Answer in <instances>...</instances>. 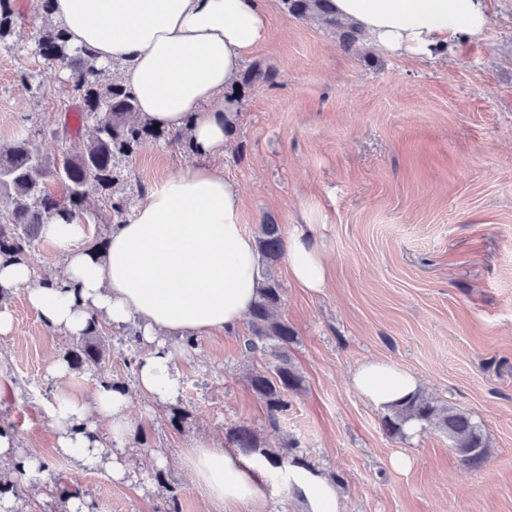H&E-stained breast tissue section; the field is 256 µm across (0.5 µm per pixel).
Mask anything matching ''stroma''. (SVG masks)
I'll return each instance as SVG.
<instances>
[{
	"label": "stroma",
	"mask_w": 512,
	"mask_h": 512,
	"mask_svg": "<svg viewBox=\"0 0 512 512\" xmlns=\"http://www.w3.org/2000/svg\"><path fill=\"white\" fill-rule=\"evenodd\" d=\"M12 45L0 47V145L28 138L41 153H73L95 131L55 137L77 105L67 74L36 54L38 29L52 26L37 0H11ZM482 40L463 42L433 59L387 57L340 32L269 5V36L249 55L277 69L272 83L243 86L241 118L221 161L240 186L242 218L257 234L265 217L283 232L309 224L331 264L320 294L295 286L287 261L273 275L282 288L278 312L297 333L290 356L302 389L271 422L247 375L264 366L245 353L242 332L200 337L179 349V406L135 393L127 358L140 346L109 331L94 368L64 383L91 394L104 380L133 389L134 430L116 454L124 480L101 464H73L58 455L49 407L57 379L50 358L68 343L41 323L23 291L0 304L15 329L0 335L12 397L0 423L12 426L21 449H36L47 471H27L25 493L8 512H55L68 492L90 512H164L177 493L180 512H241L209 505L180 460L199 438L226 443L245 424L264 448L294 442L296 451L336 479L342 512H512V0H485ZM196 154L157 143L123 164L115 192H91L83 215L93 236L112 229L113 195L129 209L171 174L192 168ZM370 357L412 370L420 392L471 414L486 434L482 467L463 466L445 435L431 428L396 439L386 411L350 382ZM404 454L412 466L395 471Z\"/></svg>",
	"instance_id": "obj_1"
}]
</instances>
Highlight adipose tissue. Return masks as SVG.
Listing matches in <instances>:
<instances>
[{"label": "adipose tissue", "instance_id": "ef3b65f1", "mask_svg": "<svg viewBox=\"0 0 512 512\" xmlns=\"http://www.w3.org/2000/svg\"><path fill=\"white\" fill-rule=\"evenodd\" d=\"M336 14L389 54L431 58L461 40H481L489 18L483 0H332ZM267 0H53L51 14L70 43L100 64H119L138 117L187 133L202 161L154 187L145 203L113 225L103 251L87 247L91 227L50 217L42 236L63 256V278H42L25 263L0 266V287L23 290L42 324L74 337L90 318L114 328L133 325L143 352L136 387L154 402L179 395L177 345L188 337L237 331L258 294V255L242 222L241 192L219 162L231 144L240 106L229 93L247 56L269 31ZM291 280L322 293L328 267L310 225L288 239ZM352 386L374 406L392 407L415 393L414 372L369 358L351 373ZM131 396L108 383L91 396L60 388L51 407L56 446L74 463L107 461L112 479L125 466L108 456L98 429L116 444L132 429ZM209 503L256 512L269 459L196 441L181 460ZM307 503V512H339L333 482L291 467L278 473Z\"/></svg>", "mask_w": 512, "mask_h": 512}]
</instances>
